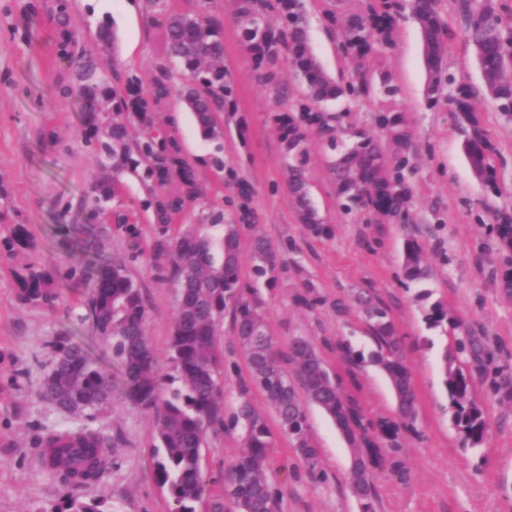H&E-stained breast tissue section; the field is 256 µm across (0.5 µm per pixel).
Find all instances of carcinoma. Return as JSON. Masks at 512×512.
<instances>
[{
    "label": "carcinoma",
    "mask_w": 512,
    "mask_h": 512,
    "mask_svg": "<svg viewBox=\"0 0 512 512\" xmlns=\"http://www.w3.org/2000/svg\"><path fill=\"white\" fill-rule=\"evenodd\" d=\"M232 11L244 15L243 47L251 57L258 80L280 91L283 89L278 61L288 50L296 77L306 85L307 97L299 105L296 117L282 118L288 126V182L298 218L314 235L326 231L314 206L305 178L308 161L307 139L302 126H330L333 116L317 112L313 103L339 98L344 88L322 69L307 41V23L302 0H276L258 5L253 0H232ZM391 3L377 0L365 8L366 14L353 13L357 23H343V0H334L326 8V18L335 26L351 58L358 91L370 90L365 58L376 51L391 27ZM411 11L420 26L424 60L428 72V99L437 102L442 72L448 51L461 42L475 52L481 67L491 74L484 81L489 95L497 102V111L512 113V7L502 0H452L451 11L444 0H412ZM162 52L169 64L190 79L181 90L182 100L193 113L201 137L213 143L224 138V96L227 72L224 68L223 20L209 10V0H196L185 11L170 12L161 22ZM82 90L81 111L89 128L85 147L95 156L100 176L82 197L78 213L95 214L108 224L123 228L129 223L121 209L124 178L131 175L145 189L141 205L166 215L176 210V202L157 195L161 174L178 151L174 139L161 128L146 129L132 135L130 112L112 86V72L100 68L94 60L81 56L71 66ZM126 94L137 105L148 107L170 93L166 80L158 79L145 91L131 82ZM381 135L377 138L356 134L346 144L329 141L331 153L327 165L336 187V196L348 210L366 206L371 191L398 185L409 164L410 136L402 113L389 109L379 116ZM166 151L155 153L157 141ZM464 152L474 173L482 177L493 169L487 141L471 138ZM202 215L201 223L180 228L168 240L154 248L168 256L167 280L177 293V313L167 347L169 372L158 371L157 356L145 334L148 306L141 285L129 272L121 255H97L88 263L80 258L70 276L89 278L92 296L88 305L97 320V330L110 343L118 361L125 398L136 406L150 408L158 415L155 445V474L175 502L174 512H196L195 504L206 493L200 467V448L207 432L223 422L219 403V379L223 352L219 326L224 314L231 316L234 330L248 367L249 386L258 390L274 411L278 429L291 437L298 453L310 469H315L317 449L308 440L305 412L299 399L321 408L346 439L351 464L346 485L362 512H377L375 470L381 466L373 436L376 431L391 437L397 424L374 422L358 401L344 388L343 381L326 368L319 348L305 337H295L288 351H282L269 332L265 314L244 295L240 279L241 227L224 222V211L213 205ZM224 225L220 254H215L212 238L203 229ZM277 248L269 240L257 237L251 245L254 282L272 281ZM404 275L420 283L428 274L423 266V248L408 238L403 246ZM375 343L365 356L338 339H323V345H336L347 364L349 383L360 385L367 365L388 379L396 399V416L408 426L417 416V392L403 355V339L389 310L368 292L353 296ZM430 329L448 321V310L436 301L424 314ZM56 353L72 359L57 363L53 371L57 387L85 402L82 415L94 417L95 405L102 395L112 394L114 381L103 365L83 345L72 341L54 344ZM456 349L477 360L481 342L474 336L457 339ZM445 385L452 408V421L475 448L487 437L484 412L472 398L471 374L451 363L445 364ZM233 425L240 427L242 446L236 460L224 476V497L213 501L211 512H279L280 496L272 484L271 461L275 451L274 434L265 417L250 402H242L233 414ZM64 446L48 448L41 456L42 467L62 484L70 487L98 480L111 463L108 441L95 429L82 427L63 433ZM52 512H109L101 501H86L68 494L52 507Z\"/></svg>",
    "instance_id": "cac0c4a2"
}]
</instances>
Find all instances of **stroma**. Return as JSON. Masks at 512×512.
Returning <instances> with one entry per match:
<instances>
[{"instance_id": "1", "label": "stroma", "mask_w": 512, "mask_h": 512, "mask_svg": "<svg viewBox=\"0 0 512 512\" xmlns=\"http://www.w3.org/2000/svg\"><path fill=\"white\" fill-rule=\"evenodd\" d=\"M61 0H0V512H50L68 490L44 471L43 443L49 434L82 426L100 430L112 442V463L102 478L78 491L85 500H100L109 512H173L174 503L158 486L152 448L157 418L121 395L95 419L68 414L42 394L54 360V341H82L100 362L112 353L86 319L90 290L69 271L82 223L75 217L81 196L98 168L83 146L85 126L75 98L61 89L73 75L59 55L69 51L113 66L121 81L150 85L164 58L159 51L162 8L171 0H68L67 27L57 24ZM327 0H303L309 44L326 73L347 83L349 73L332 41ZM393 14L388 70L399 92L396 101L407 113L416 150L405 173L411 199L396 214L367 207L346 211L336 198L326 170L327 147L309 138L307 179L310 195L327 227L315 236L300 224L288 201V170L281 115L294 112L307 89L286 76L288 99L277 97L254 75L233 18L230 0H211L224 17V67L230 92L224 99V170L210 165L213 143L199 134L191 112L180 124L169 116L179 103L173 95L152 108L156 123L169 125L178 157L190 164L192 182L171 177L162 196L177 199L176 223H198L201 204L220 205L226 220L240 224L243 240L261 235L279 250L273 285H254L249 251L241 253V282L256 286L254 301L266 313L280 348L297 336L320 344L334 373L344 370L339 354L322 346L323 338L340 337L353 349L370 352L375 344L357 312L337 315L335 303L352 290L368 288L390 308L404 341L405 358L418 394L413 429L384 442V464L375 484L378 512H512V401L501 399L495 384L512 386V244L501 227L512 225V115L496 110L482 95L481 72L469 50L455 45L448 54L444 85L436 105L425 88L420 29L410 0H399ZM113 25L114 47L98 38L100 26ZM136 55V73L128 75L126 50ZM480 91L474 119L449 104L456 86ZM383 96L364 101L355 93L327 102L349 133H377L376 116ZM485 136L498 156L493 172L476 176L463 145L474 134ZM146 193L128 179L123 208L126 229L99 225L98 243L105 254L132 256L130 271L141 283L149 309L146 334L158 355H165L177 296L164 278V257L153 244L160 234L152 210L141 205ZM418 239L425 249L426 280L412 284L404 276L402 246ZM13 239V248L4 240ZM45 275L42 299L26 296L22 280ZM311 282L316 303L297 304L303 282ZM447 305L454 327L428 328L422 290ZM224 417L241 399H249L276 426L273 412L256 390H245V359L230 319H223ZM482 341L483 370L473 373L472 392L482 406L487 438L478 448L465 444L452 423L444 380V358L472 367L469 355L457 353L456 338ZM358 394L374 419L395 415V398L386 377L373 367L360 376ZM308 438L318 451L317 469L308 473L288 436L276 434L272 476L282 491L280 512H361L345 477L350 451L331 418L319 407L304 406ZM241 448L237 428L217 427L201 450L207 494L196 512H210L221 496L223 476Z\"/></svg>"}]
</instances>
